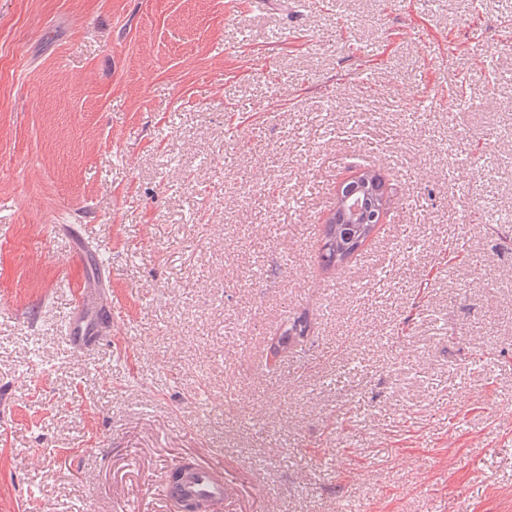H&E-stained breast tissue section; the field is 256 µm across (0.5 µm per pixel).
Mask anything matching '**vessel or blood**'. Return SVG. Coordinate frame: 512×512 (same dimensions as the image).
I'll return each instance as SVG.
<instances>
[{"label": "vessel or blood", "mask_w": 512, "mask_h": 512, "mask_svg": "<svg viewBox=\"0 0 512 512\" xmlns=\"http://www.w3.org/2000/svg\"><path fill=\"white\" fill-rule=\"evenodd\" d=\"M111 321L112 314L104 310L99 289L84 285L67 320L66 338L76 350H92L107 340ZM229 492L225 474L197 460L187 461L184 476L176 489L178 497L201 504L204 512H221Z\"/></svg>", "instance_id": "b4317fda"}]
</instances>
